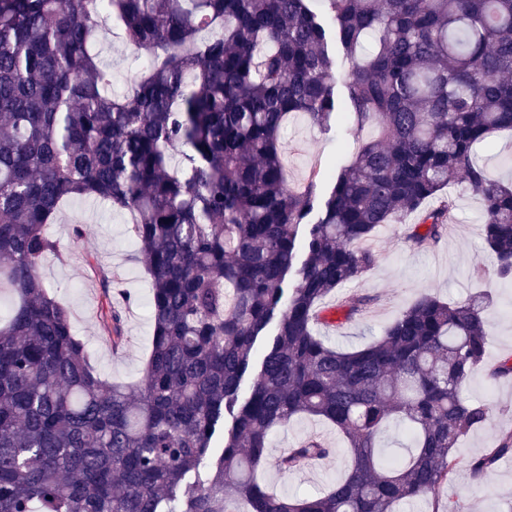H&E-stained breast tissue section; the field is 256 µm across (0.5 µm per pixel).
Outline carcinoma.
<instances>
[{
    "instance_id": "1",
    "label": "carcinoma",
    "mask_w": 512,
    "mask_h": 512,
    "mask_svg": "<svg viewBox=\"0 0 512 512\" xmlns=\"http://www.w3.org/2000/svg\"><path fill=\"white\" fill-rule=\"evenodd\" d=\"M320 2L0 0V288L13 293L0 313V512H398L447 483L460 441L492 421L463 394L487 353L489 297L424 294L349 350L318 325L325 300L375 264L366 243L380 228L412 216L415 246L439 242L460 184L482 201L492 272L512 280V184L475 159L512 131V0ZM106 25L146 56L121 92L89 51ZM337 43L352 61L342 104ZM338 113L378 135L290 189L288 118L326 129ZM89 198L131 216L151 279L136 393L101 375L40 274L62 256L46 226ZM90 270L112 300L120 272ZM100 330L125 344L116 307ZM302 415L336 428L351 466L317 496L282 497L255 471L272 430ZM392 425L411 440L397 461L380 446ZM332 452L310 439L277 465ZM508 456L511 432L464 462L482 478Z\"/></svg>"
}]
</instances>
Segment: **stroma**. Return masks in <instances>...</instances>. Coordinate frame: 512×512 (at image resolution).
<instances>
[{"label": "stroma", "mask_w": 512, "mask_h": 512, "mask_svg": "<svg viewBox=\"0 0 512 512\" xmlns=\"http://www.w3.org/2000/svg\"><path fill=\"white\" fill-rule=\"evenodd\" d=\"M92 50L111 69L116 90H123L138 70L134 50L115 31L101 35L93 42ZM377 133L374 126L358 131L352 125L336 122L324 130L306 117H291L282 133V157L290 187H302L310 169L324 167L342 153L352 152L359 140ZM455 204V224L427 249L417 248L409 241L410 223L384 226L372 242L377 255L375 266L341 290L345 297H369L368 306L352 319L340 318L321 325V335L339 347L357 348L381 336L420 295L463 301L486 292L492 297V305L488 310L485 363L492 366L512 357V282L490 279L480 283L473 278L475 264L491 263L482 245V205L477 196L465 189L457 190ZM76 220L86 226V234L79 240L71 236V225ZM128 222L127 215L113 212L105 204L95 205L90 199L68 204L55 223L47 227L49 235L59 242L62 254L47 256L41 264V274L57 299L70 309L75 333L87 344L101 374L134 391L140 385L152 343V292L148 274L134 259L137 245L127 231ZM94 263L119 269L120 288L131 296L130 307L124 312L127 342L117 351L100 334V316L107 301L99 283L90 276L89 267ZM465 394L472 400L489 403L495 411L491 424L464 439L462 452L469 458L488 453L499 434L512 431V379L492 383L480 370ZM311 438L332 447V454L319 466L282 473L277 457ZM271 445V457L258 468L256 476L281 495L318 494L341 478L350 464L348 450L335 428L309 416L296 417L275 429ZM439 501L455 503L460 512H512V457L500 460L478 480L471 477L467 468H460L454 480L441 487L438 501L407 503L401 512H433Z\"/></svg>", "instance_id": "1"}]
</instances>
